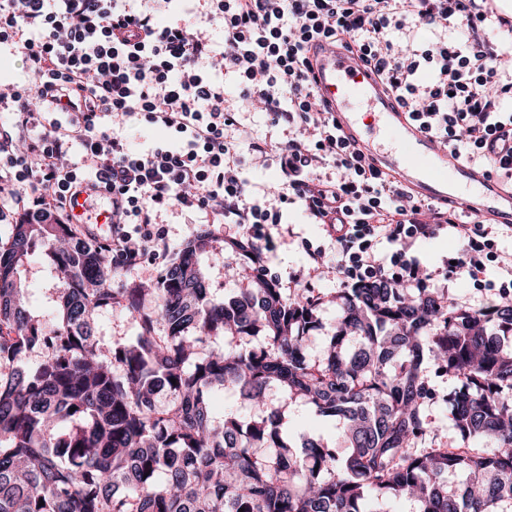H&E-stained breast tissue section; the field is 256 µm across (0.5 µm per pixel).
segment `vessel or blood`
Returning <instances> with one entry per match:
<instances>
[{"instance_id": "obj_1", "label": "vessel or blood", "mask_w": 512, "mask_h": 512, "mask_svg": "<svg viewBox=\"0 0 512 512\" xmlns=\"http://www.w3.org/2000/svg\"><path fill=\"white\" fill-rule=\"evenodd\" d=\"M315 77L350 143L372 164L402 181L411 193L429 200L464 202L469 213L491 224L512 223V187L465 165L423 132L363 63L328 47L315 57ZM362 112L373 116V124L396 140V153L376 146L369 126L358 118Z\"/></svg>"}]
</instances>
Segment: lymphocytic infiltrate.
I'll return each mask as SVG.
<instances>
[{"mask_svg":"<svg viewBox=\"0 0 512 512\" xmlns=\"http://www.w3.org/2000/svg\"><path fill=\"white\" fill-rule=\"evenodd\" d=\"M174 0H0V46L15 48L33 84L0 92V220L46 213L87 223L107 200L113 270L170 251L168 211L225 225L269 274L272 226L289 208L336 244L342 285H422L406 246L447 232L461 242L449 279L512 297V253L460 209L414 196L350 146L312 76L317 42L356 54L421 129L465 164L512 183V76L489 27H512L486 0H197L201 22L159 23ZM465 27L448 40L450 20ZM224 31L216 48L209 27ZM404 32L394 42L392 32ZM234 80L226 92L224 77ZM266 113L272 136L250 138L245 112ZM164 129L169 139L131 150L117 125ZM274 164L276 186L253 193L244 167ZM97 189L80 198L83 185ZM84 213H73L74 204ZM397 246L378 258L376 240ZM499 275L485 276L488 264Z\"/></svg>","mask_w":512,"mask_h":512,"instance_id":"f902f5d3","label":"lymphocytic infiltrate"}]
</instances>
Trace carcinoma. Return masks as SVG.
I'll use <instances>...</instances> for the list:
<instances>
[{
    "mask_svg": "<svg viewBox=\"0 0 512 512\" xmlns=\"http://www.w3.org/2000/svg\"><path fill=\"white\" fill-rule=\"evenodd\" d=\"M214 243L201 230L157 287L114 288L108 252L71 225H12L0 246V512H382L401 498L416 512L512 508L511 304L463 309L389 281L344 288L327 352L312 360L320 299L251 274L214 299L203 269ZM38 245L60 283L46 317L25 307L20 277ZM112 306L136 332L105 348L96 317ZM243 336L269 347H224ZM37 346L43 359L24 366ZM426 356L460 382L448 397L459 446L429 442ZM227 386L253 416H214ZM271 387L338 422L344 454L285 434ZM450 472L464 481L448 486Z\"/></svg>",
    "mask_w": 512,
    "mask_h": 512,
    "instance_id": "1",
    "label": "carcinoma"
}]
</instances>
